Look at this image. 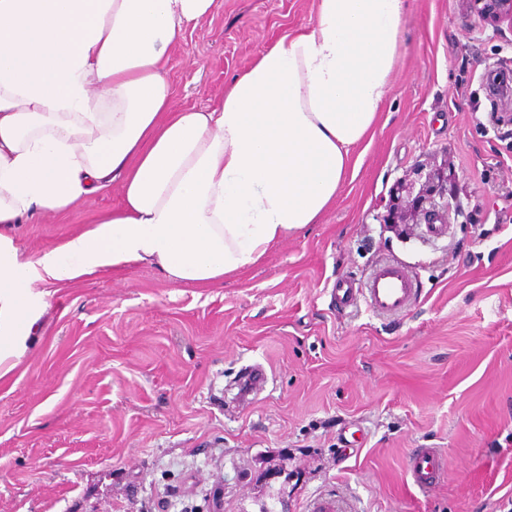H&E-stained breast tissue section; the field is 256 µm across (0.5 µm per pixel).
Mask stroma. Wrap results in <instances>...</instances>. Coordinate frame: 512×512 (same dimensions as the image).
Instances as JSON below:
<instances>
[{
    "label": "stroma",
    "mask_w": 512,
    "mask_h": 512,
    "mask_svg": "<svg viewBox=\"0 0 512 512\" xmlns=\"http://www.w3.org/2000/svg\"><path fill=\"white\" fill-rule=\"evenodd\" d=\"M316 0H216L170 52L173 102L201 109ZM512 28L466 0H409L391 85L354 174L319 223L200 287L148 263L62 286L41 337L0 379V512H304L329 490L356 512H512ZM448 177L445 233L397 182ZM111 185L15 228L36 258L118 208ZM421 290L399 316L342 311L329 288L382 262ZM262 365L258 400L235 383ZM417 448L448 471L407 483ZM448 468L445 453L436 448H417L407 463V480L422 492L436 487Z\"/></svg>",
    "instance_id": "obj_1"
}]
</instances>
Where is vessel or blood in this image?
Listing matches in <instances>:
<instances>
[{
    "mask_svg": "<svg viewBox=\"0 0 512 512\" xmlns=\"http://www.w3.org/2000/svg\"><path fill=\"white\" fill-rule=\"evenodd\" d=\"M330 293L342 309L354 308L363 302L380 314H400L416 302L420 290L405 268L384 262L373 269L364 286L339 278L333 282ZM266 381L264 370L255 369L240 386L242 399L248 403L257 400ZM447 468L445 453L435 448H417L408 459L407 480L414 488L426 492L439 484ZM307 512H348V507L337 494L325 493L308 502Z\"/></svg>",
    "mask_w": 512,
    "mask_h": 512,
    "instance_id": "1",
    "label": "vessel or blood"
}]
</instances>
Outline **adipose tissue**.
Here are the masks:
<instances>
[{
  "mask_svg": "<svg viewBox=\"0 0 512 512\" xmlns=\"http://www.w3.org/2000/svg\"><path fill=\"white\" fill-rule=\"evenodd\" d=\"M215 0H0V378L50 285L150 262L218 284L318 223L390 88L407 0H317L212 107L171 106L169 53ZM119 182L121 207L24 258L14 227Z\"/></svg>",
  "mask_w": 512,
  "mask_h": 512,
  "instance_id": "obj_1",
  "label": "adipose tissue"
}]
</instances>
